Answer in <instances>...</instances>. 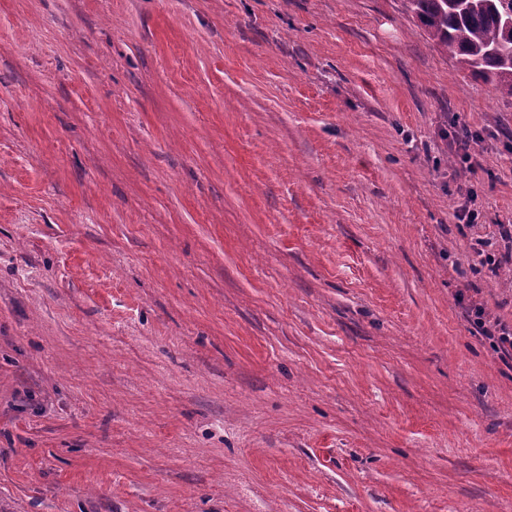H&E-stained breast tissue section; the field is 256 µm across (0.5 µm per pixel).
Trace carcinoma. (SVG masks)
Segmentation results:
<instances>
[{
  "mask_svg": "<svg viewBox=\"0 0 512 512\" xmlns=\"http://www.w3.org/2000/svg\"><path fill=\"white\" fill-rule=\"evenodd\" d=\"M405 6L461 69L512 98V0H405Z\"/></svg>",
  "mask_w": 512,
  "mask_h": 512,
  "instance_id": "obj_1",
  "label": "carcinoma"
}]
</instances>
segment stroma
Returning a JSON list of instances; mask_svg holds the SVG:
<instances>
[{"mask_svg": "<svg viewBox=\"0 0 512 512\" xmlns=\"http://www.w3.org/2000/svg\"><path fill=\"white\" fill-rule=\"evenodd\" d=\"M504 224L404 0H0V512H512Z\"/></svg>", "mask_w": 512, "mask_h": 512, "instance_id": "1", "label": "stroma"}]
</instances>
